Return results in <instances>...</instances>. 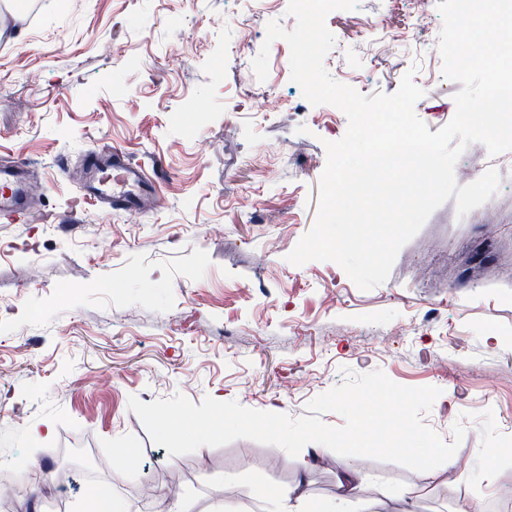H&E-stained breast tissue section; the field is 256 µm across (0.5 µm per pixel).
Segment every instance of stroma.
Listing matches in <instances>:
<instances>
[{
  "instance_id": "35a3bbf8",
  "label": "stroma",
  "mask_w": 512,
  "mask_h": 512,
  "mask_svg": "<svg viewBox=\"0 0 512 512\" xmlns=\"http://www.w3.org/2000/svg\"><path fill=\"white\" fill-rule=\"evenodd\" d=\"M286 0H30L0 22V156L32 164L40 212L0 222V483L23 477L18 512H86L97 494L119 512H157L146 482L182 475L195 512H264L263 491L306 473L314 512L336 491L335 459L298 456L249 439L169 455L129 410L180 394L298 418L348 374L383 371L441 394L423 423L456 457L496 446L491 483L446 484L445 473L364 459L372 487L425 488L415 512H512V179L487 207L459 219L454 201L398 252L387 280L360 290L332 261L288 254L314 225L325 142L348 128L292 81ZM246 24H239L240 14ZM399 30L409 0H359L325 24L330 76L360 94L394 93L406 72L426 85L415 113L437 131L461 83L400 41L362 52L363 22ZM269 45L266 80L252 62ZM102 140L161 174L160 211L130 221L68 208L79 161ZM70 166L60 169L61 159ZM50 423L32 442L29 426ZM121 448L137 476L114 478ZM238 477L243 494L213 488Z\"/></svg>"
}]
</instances>
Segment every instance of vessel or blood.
I'll return each mask as SVG.
<instances>
[{
  "mask_svg": "<svg viewBox=\"0 0 512 512\" xmlns=\"http://www.w3.org/2000/svg\"><path fill=\"white\" fill-rule=\"evenodd\" d=\"M81 168L80 204H98L133 218L159 202L157 173L132 162L117 148L103 145L85 154ZM26 177L25 162H0V219L25 222L32 206Z\"/></svg>",
  "mask_w": 512,
  "mask_h": 512,
  "instance_id": "vessel-or-blood-1",
  "label": "vessel or blood"
}]
</instances>
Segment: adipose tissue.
I'll use <instances>...</instances> for the list:
<instances>
[{"instance_id":"ef3b65f1","label":"adipose tissue","mask_w":512,"mask_h":512,"mask_svg":"<svg viewBox=\"0 0 512 512\" xmlns=\"http://www.w3.org/2000/svg\"><path fill=\"white\" fill-rule=\"evenodd\" d=\"M372 430L371 421H363L353 447L322 449V456L333 455L344 462L338 480L336 497L327 512H364L368 503L369 481L360 462L370 451Z\"/></svg>"}]
</instances>
